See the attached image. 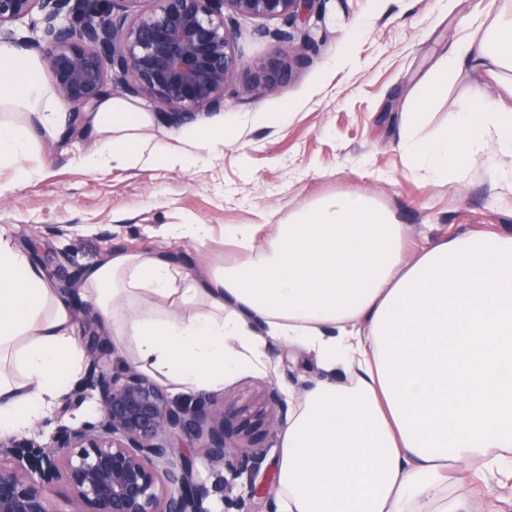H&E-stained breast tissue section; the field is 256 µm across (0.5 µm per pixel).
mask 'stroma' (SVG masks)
<instances>
[{
    "mask_svg": "<svg viewBox=\"0 0 512 512\" xmlns=\"http://www.w3.org/2000/svg\"><path fill=\"white\" fill-rule=\"evenodd\" d=\"M493 3L512 7V0H318L309 21L315 43L307 48L275 39L286 28L281 19L235 18L245 58L255 63L281 55L291 61L292 75L273 94L247 89L238 75L229 81L223 106L201 113L224 138L206 163L189 171L91 172L80 163L93 146L84 134L43 142L37 152L42 177L0 198V237L45 272L61 263L81 271L125 248L167 252L195 270L207 260L233 258L224 245L225 225L279 224L324 197L350 193L391 211L418 248L459 230L512 232V191L493 184L482 166L439 182L413 168L399 148L404 115L428 72ZM478 84L489 98L500 93L479 71L450 77L432 94L417 136L453 125L459 102ZM264 112L286 113L287 120L268 125L260 118ZM188 222L210 225L208 249L162 233L165 225ZM270 357L277 375L241 374L211 400L234 408V426L264 448L251 481L275 502L274 461L288 414L265 409L262 393L270 384L287 392L317 368L309 355L281 347ZM98 413L93 395L64 418L49 414L24 435L47 443L58 423L77 425ZM195 470L207 490L208 512H254L246 477L200 458Z\"/></svg>",
    "mask_w": 512,
    "mask_h": 512,
    "instance_id": "obj_1",
    "label": "stroma"
}]
</instances>
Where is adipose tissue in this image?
Listing matches in <instances>:
<instances>
[{
    "instance_id": "ef3b65f1",
    "label": "adipose tissue",
    "mask_w": 512,
    "mask_h": 512,
    "mask_svg": "<svg viewBox=\"0 0 512 512\" xmlns=\"http://www.w3.org/2000/svg\"><path fill=\"white\" fill-rule=\"evenodd\" d=\"M512 71V15L482 23L428 75L427 92L465 67ZM72 118L37 56L0 44V196L38 177L40 141ZM89 170L188 169L218 138L148 136L152 120L103 96L82 113ZM407 156L445 180L481 155L512 157V105L481 88L452 127L406 138ZM240 259L201 271L165 253L118 249L87 267L80 294L118 349L172 391L215 393L269 373L271 347L312 355L318 376L289 388L275 459L280 512H506L512 479V233L460 232L416 252L406 225L365 195H336L282 224H231ZM0 431L32 427L82 371L71 298L0 238Z\"/></svg>"
}]
</instances>
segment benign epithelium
I'll return each instance as SVG.
<instances>
[{
  "instance_id": "benign-epithelium-1",
  "label": "benign epithelium",
  "mask_w": 512,
  "mask_h": 512,
  "mask_svg": "<svg viewBox=\"0 0 512 512\" xmlns=\"http://www.w3.org/2000/svg\"><path fill=\"white\" fill-rule=\"evenodd\" d=\"M0 0V42H13L6 26L24 19L37 37L59 99L75 114L119 89L147 103L169 106L174 123L224 103L230 78L272 93L289 78V65L274 54L245 63L228 21L236 17L306 21L318 0ZM90 366L80 386L60 401L59 414L95 392L100 416L78 426L59 424L48 444L0 439V512H53L55 487L66 483L84 512H205L206 491L194 461L170 464L172 435L198 442L197 455L235 476L263 462L227 428L229 410H214L216 426L204 428L205 411L173 404L164 390L127 367L102 361L96 316L80 317Z\"/></svg>"
}]
</instances>
